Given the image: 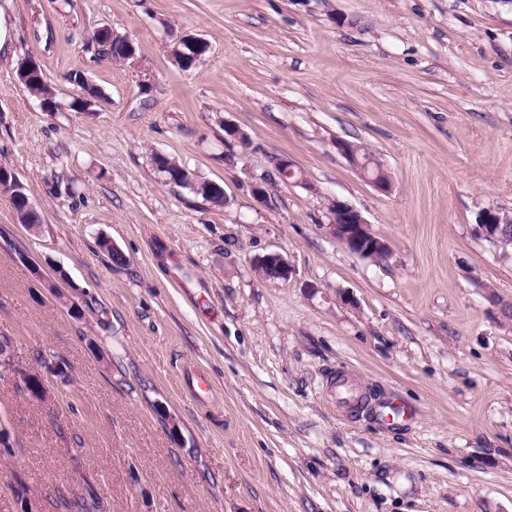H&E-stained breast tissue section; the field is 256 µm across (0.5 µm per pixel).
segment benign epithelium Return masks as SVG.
<instances>
[{
  "label": "benign epithelium",
  "mask_w": 512,
  "mask_h": 512,
  "mask_svg": "<svg viewBox=\"0 0 512 512\" xmlns=\"http://www.w3.org/2000/svg\"><path fill=\"white\" fill-rule=\"evenodd\" d=\"M336 150L345 156L353 166L368 175L371 183L377 189L384 192L391 190L392 184L388 175L369 174L367 162L361 159L359 152L349 142L345 140L336 141ZM20 187L21 183L14 173L0 171V189L11 192L12 195L24 202L25 208L29 210L31 209L30 203H28V198L20 194ZM330 215V233L349 252L373 260H380L388 255L389 246L387 243L371 231L370 225L353 206L336 199L331 203ZM511 223L512 214L488 207L480 215L477 232L482 238L497 245L506 239L504 230L509 228ZM261 263L272 267L275 275L280 279H286L292 273L288 260L277 253L267 255L261 260ZM0 373H10L17 376L30 396L41 399L46 397L44 387L41 385V382L44 381V375L50 374L61 377L64 375V370L56 361H45L43 362V372L33 375L29 371L20 368L15 363L12 352L5 349L0 350Z\"/></svg>",
  "instance_id": "7a95c632"
}]
</instances>
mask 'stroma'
Segmentation results:
<instances>
[{
  "label": "stroma",
  "mask_w": 512,
  "mask_h": 512,
  "mask_svg": "<svg viewBox=\"0 0 512 512\" xmlns=\"http://www.w3.org/2000/svg\"><path fill=\"white\" fill-rule=\"evenodd\" d=\"M104 27L134 63L99 50ZM184 36L208 46L189 71ZM28 57L54 111L17 76ZM77 74L100 100L76 107ZM282 156L301 180L256 203ZM1 164L40 224L0 189V337L68 379L37 400L0 374V512L18 474L35 512L91 489L105 512H512V258L475 230L512 210V7L0 0ZM336 198L387 257L330 234ZM271 253L288 279L259 273ZM388 400L410 419H378ZM350 143L345 140L336 141V150L340 154L345 156L352 163L353 166H355L357 169H359L361 172H363L365 175H367L368 178L371 180V183L377 189L384 191V192L390 191L392 184H391V180L389 179L387 173L384 171V174L382 176H380V174L378 172H375L374 175H370L369 166L365 160L361 159V157H366V158L371 159L378 171H380L382 168L381 164L378 161H376L368 151H366L365 149H362L363 146H361L359 144L352 143L359 150V151H356ZM359 152H360L361 157L359 156ZM151 160L153 163H159V167L156 169L163 173L166 177H168L169 174L174 177V173H177L182 179V183H180L181 186L188 187L190 190H192L193 193L201 196L202 199L206 202H209L215 206L221 205L217 190L212 185H210L208 181L196 182L194 185L188 186L186 184L191 182L189 173L176 161L168 157L155 159L154 156L151 158Z\"/></svg>",
  "instance_id": "stroma-1"
}]
</instances>
